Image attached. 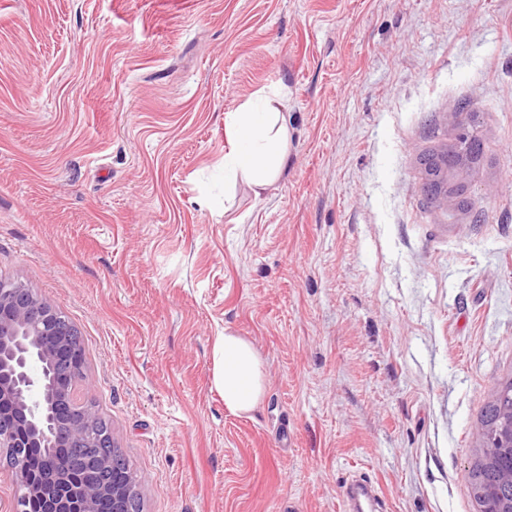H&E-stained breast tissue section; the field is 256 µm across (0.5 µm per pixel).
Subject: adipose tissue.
Here are the masks:
<instances>
[{
	"label": "adipose tissue",
	"instance_id": "adipose-tissue-1",
	"mask_svg": "<svg viewBox=\"0 0 512 512\" xmlns=\"http://www.w3.org/2000/svg\"><path fill=\"white\" fill-rule=\"evenodd\" d=\"M283 108L279 95H263L225 116L233 142L224 156L225 181L246 180L259 193L277 179L288 154ZM214 358V383L223 395L225 408L235 415L250 413L266 388L258 352L245 338L228 330L217 337Z\"/></svg>",
	"mask_w": 512,
	"mask_h": 512
}]
</instances>
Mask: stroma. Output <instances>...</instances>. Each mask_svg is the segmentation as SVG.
Segmentation results:
<instances>
[{
    "mask_svg": "<svg viewBox=\"0 0 512 512\" xmlns=\"http://www.w3.org/2000/svg\"><path fill=\"white\" fill-rule=\"evenodd\" d=\"M280 92L288 159L224 182ZM478 129L461 201L425 163ZM78 328L142 512H479L512 383V0H0V278ZM265 365L250 414L216 336ZM283 99L263 95L225 116L232 149L224 155V180H246L256 195L281 173L288 154V133ZM214 383L224 407L234 415L250 413L266 388L263 362L254 346L230 329L217 336L214 346ZM355 488L370 489V492H364L362 494H355L352 490ZM374 493V494H373ZM381 495L377 488L362 477H359L352 481L347 487L346 493L343 497L344 511L348 512H380L381 509L376 508L375 505H379L378 499Z\"/></svg>",
    "mask_w": 512,
    "mask_h": 512,
    "instance_id": "stroma-1",
    "label": "stroma"
}]
</instances>
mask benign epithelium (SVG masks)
<instances>
[{
    "instance_id": "7a95c632",
    "label": "benign epithelium",
    "mask_w": 512,
    "mask_h": 512,
    "mask_svg": "<svg viewBox=\"0 0 512 512\" xmlns=\"http://www.w3.org/2000/svg\"><path fill=\"white\" fill-rule=\"evenodd\" d=\"M452 154L455 162L448 174L460 179L470 167L469 143L460 139ZM77 336L75 326L51 302L20 283L0 279V449L19 479L14 512H29L34 498L42 500L44 512H71L75 499L80 500L81 512H107L109 501L112 512H131L134 491L119 480L112 481L110 490L92 486L75 493L63 484L56 465L35 481L21 463L22 431L33 430L46 443L63 435L74 448L112 446L107 430L90 434L97 425L93 407L76 420L69 418L70 407L76 405L74 387L57 374L69 371L80 359ZM492 404L494 421L485 432L481 453L493 465L496 486L477 491L489 503L485 512H512V494L499 491L512 489V388L507 394L494 390Z\"/></svg>"
}]
</instances>
